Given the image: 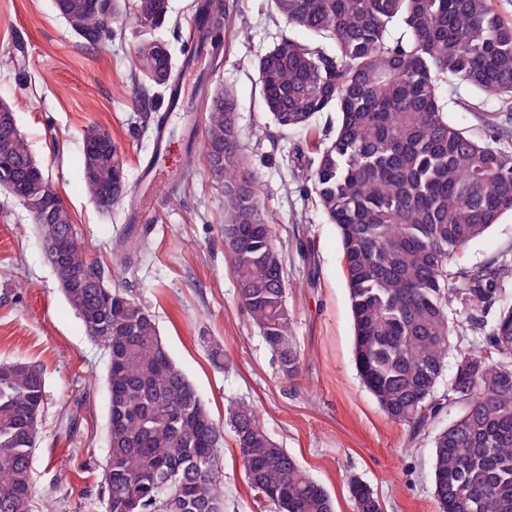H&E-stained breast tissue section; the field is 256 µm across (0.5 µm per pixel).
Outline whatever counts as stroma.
Here are the masks:
<instances>
[{
    "mask_svg": "<svg viewBox=\"0 0 512 512\" xmlns=\"http://www.w3.org/2000/svg\"><path fill=\"white\" fill-rule=\"evenodd\" d=\"M197 0H169V20L156 30L175 62L188 50ZM224 49L207 56L210 88L230 87L238 103L242 151L260 174L259 196L284 252L291 286L288 310L302 361L282 383L271 354L245 314L224 254V189L205 162L207 106L194 77H183L187 103L171 111L169 95L135 85L132 58L143 30L131 13L112 24L107 51L79 45L52 0H0V99L62 198L78 240L109 274L110 286L134 295L154 316L173 360L217 423L230 402L252 403L263 427L329 492L336 512H354L350 482L367 484L384 512H438L429 438L411 439L361 383L353 356V323L341 241L309 193L299 155L304 133L283 130L263 111L255 62L290 27L268 0H225ZM441 95L448 118L481 138L485 112L499 104L465 85ZM171 146L157 153L158 122ZM107 130L128 163L130 193L102 214L84 189L81 150L91 126ZM196 160L187 163L186 149ZM159 180L147 183L145 167ZM152 195L145 248L128 270H116L114 247L142 195ZM512 258V214H504L467 252L472 264ZM224 351L223 365L211 359ZM24 360L45 376L46 398L33 455L31 512H106L102 466L108 450L103 347L92 341L43 258L30 212L0 189V362ZM225 512H274L256 502L232 436L224 438Z\"/></svg>",
    "mask_w": 512,
    "mask_h": 512,
    "instance_id": "35a3bbf8",
    "label": "stroma"
}]
</instances>
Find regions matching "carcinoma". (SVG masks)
Instances as JSON below:
<instances>
[{"label":"carcinoma","mask_w":512,"mask_h":512,"mask_svg":"<svg viewBox=\"0 0 512 512\" xmlns=\"http://www.w3.org/2000/svg\"><path fill=\"white\" fill-rule=\"evenodd\" d=\"M62 2L80 45L99 52L112 38V13L90 0ZM167 0H135L145 32L168 21ZM271 8L314 42L282 36L256 63L262 106L281 128L306 132L308 181L315 203L340 236L354 328V361L363 385L386 415L410 428L411 440L454 410L431 440L434 497L440 512H512V302L502 296L512 267L464 261L468 245L512 212V134L502 122L488 142L448 121L441 86L458 81L512 103V21L494 0H269ZM199 43L218 51L227 14L210 12ZM134 71L157 86L175 83L172 55L147 37ZM206 162L224 188V251L244 311L272 354L278 374L294 378L300 350L288 311L282 254L267 224L256 183L241 154L237 99L229 88L208 97ZM336 113L320 139L314 121ZM88 195L106 213L128 195L115 184L126 159L82 150ZM0 156L14 163L11 189L34 195L38 163L13 111L0 112ZM112 187V195L105 194ZM44 257L89 337L109 356V448L103 471L107 512H224L216 481L224 469V430L176 366L149 310L112 288L77 242L66 207L37 224ZM75 241L65 257L57 245ZM142 240L128 232L115 246L128 269ZM487 324L477 318L492 301ZM471 312L467 322L452 306ZM485 332L486 347L462 350L441 387L451 337ZM45 378L25 361L0 363V512H30L35 439ZM245 478L259 503L278 512H335L328 491L260 424L255 407L228 409ZM356 512H382L370 487L351 482Z\"/></svg>","instance_id":"1"}]
</instances>
